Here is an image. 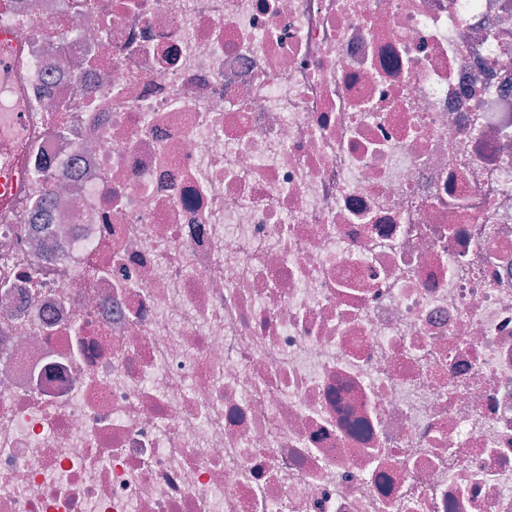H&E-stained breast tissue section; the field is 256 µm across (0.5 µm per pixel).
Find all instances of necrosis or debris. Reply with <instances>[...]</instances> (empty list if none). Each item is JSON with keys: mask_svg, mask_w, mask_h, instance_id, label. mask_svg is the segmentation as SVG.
<instances>
[{"mask_svg": "<svg viewBox=\"0 0 512 512\" xmlns=\"http://www.w3.org/2000/svg\"><path fill=\"white\" fill-rule=\"evenodd\" d=\"M5 54L0 512H512V0H0Z\"/></svg>", "mask_w": 512, "mask_h": 512, "instance_id": "1", "label": "necrosis or debris"}]
</instances>
